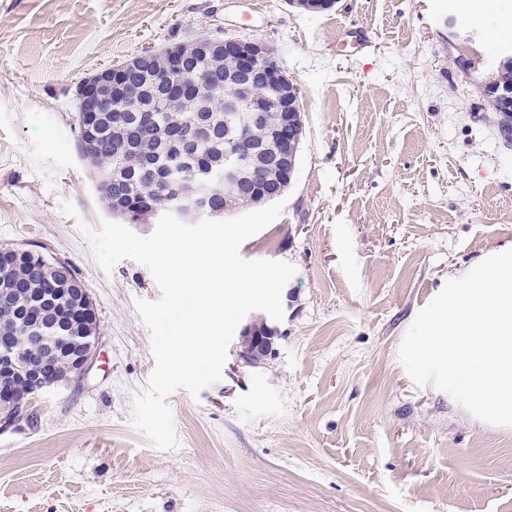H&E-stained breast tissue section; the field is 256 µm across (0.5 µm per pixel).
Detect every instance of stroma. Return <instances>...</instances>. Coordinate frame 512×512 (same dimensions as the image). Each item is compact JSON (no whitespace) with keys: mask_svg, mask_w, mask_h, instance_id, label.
<instances>
[{"mask_svg":"<svg viewBox=\"0 0 512 512\" xmlns=\"http://www.w3.org/2000/svg\"><path fill=\"white\" fill-rule=\"evenodd\" d=\"M512 0H0V247L69 262L100 322L94 368L0 432V512H512V428L416 385L398 360L449 276L512 245V158L479 82L512 50ZM259 39L301 90L281 216L240 248L285 261L275 354L228 349L219 382L168 399L180 446L131 423L154 367L131 260L76 144L75 90L193 35ZM76 217L62 211L64 203Z\"/></svg>","mask_w":512,"mask_h":512,"instance_id":"35a3bbf8","label":"stroma"}]
</instances>
